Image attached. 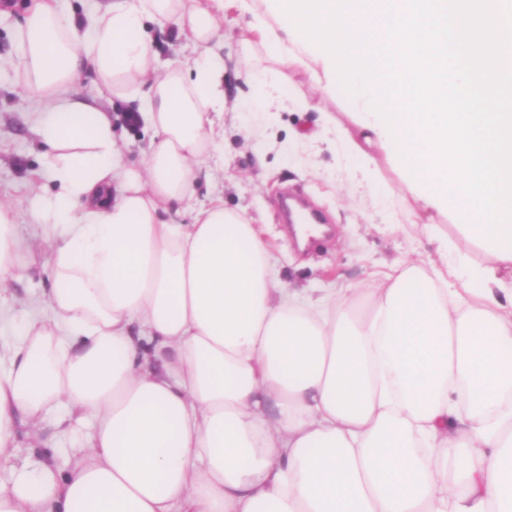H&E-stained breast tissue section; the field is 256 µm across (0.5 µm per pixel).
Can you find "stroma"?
I'll return each mask as SVG.
<instances>
[{
	"label": "stroma",
	"mask_w": 512,
	"mask_h": 512,
	"mask_svg": "<svg viewBox=\"0 0 512 512\" xmlns=\"http://www.w3.org/2000/svg\"><path fill=\"white\" fill-rule=\"evenodd\" d=\"M11 6V18L0 23V200L19 213L17 231L30 249L13 281L15 315L20 318L29 296L50 287L47 271L52 254L33 213L34 195L49 180L42 174L44 162L31 132L34 99L18 70L17 31L26 0H12ZM247 66L269 72L277 68L260 51L244 60L234 36H226L224 89L235 100L236 110L224 116V142L210 161L212 177L200 180L185 208L199 207L220 194L226 207L260 219L274 247L279 279L288 288L365 284L383 263L417 253L437 257V237L413 223L400 176L385 159L377 161L376 192L398 210L400 222L394 226L381 223L378 214L365 219L349 209L339 191L341 173L330 152L314 151L316 172L306 174L303 152L291 145L290 138L302 126L317 128L320 113L261 111L258 96L237 77ZM72 93L114 115L135 111L139 105L137 98L117 96L90 70L76 78ZM256 117L269 131L268 140L260 146L246 142L242 135L243 126Z\"/></svg>",
	"instance_id": "1"
}]
</instances>
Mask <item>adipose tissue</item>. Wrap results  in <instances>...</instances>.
<instances>
[{"label":"adipose tissue","mask_w":512,"mask_h":512,"mask_svg":"<svg viewBox=\"0 0 512 512\" xmlns=\"http://www.w3.org/2000/svg\"><path fill=\"white\" fill-rule=\"evenodd\" d=\"M271 0H107L83 17L33 0L19 66L51 189L37 196L55 252L51 286L0 349V512H512V250L467 238L367 288H284L260 228L223 197L181 221L225 112V35L280 66L244 83L297 111L336 90ZM197 55L162 65L150 28ZM94 69L139 110L155 146L121 163L109 112L71 96ZM301 71L304 86L288 73ZM325 121L349 196L390 151L365 98ZM416 223L471 220L405 186ZM0 200V318L27 246Z\"/></svg>","instance_id":"ef3b65f1"}]
</instances>
